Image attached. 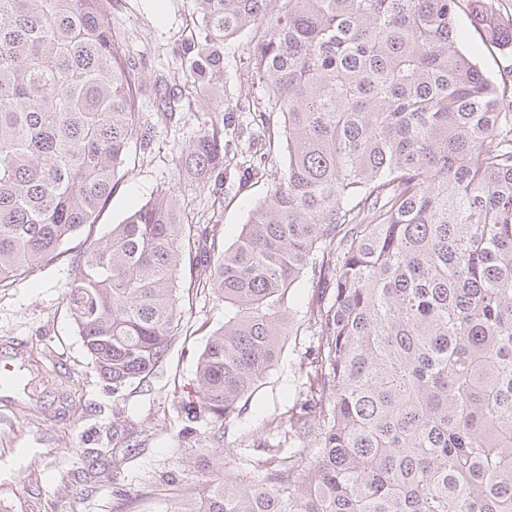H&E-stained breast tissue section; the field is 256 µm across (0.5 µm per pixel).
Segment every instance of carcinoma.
Masks as SVG:
<instances>
[{"instance_id": "cac0c4a2", "label": "carcinoma", "mask_w": 512, "mask_h": 512, "mask_svg": "<svg viewBox=\"0 0 512 512\" xmlns=\"http://www.w3.org/2000/svg\"><path fill=\"white\" fill-rule=\"evenodd\" d=\"M280 4L276 17L270 6ZM196 94L251 48L287 166L224 247L164 193L89 241L65 299L117 394L165 363L180 290L224 303L186 402L231 421L278 362L301 281L317 336L288 440L261 480L224 472L172 512H512V72L459 49V12L512 53L499 0H195ZM145 76L109 0H0V283L57 259L109 203ZM224 113L181 151L224 172Z\"/></svg>"}]
</instances>
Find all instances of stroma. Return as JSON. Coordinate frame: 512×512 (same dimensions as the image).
Masks as SVG:
<instances>
[{
	"mask_svg": "<svg viewBox=\"0 0 512 512\" xmlns=\"http://www.w3.org/2000/svg\"><path fill=\"white\" fill-rule=\"evenodd\" d=\"M111 12L115 35L148 79L137 110L149 142L132 147L92 237L108 236L133 209L170 191L196 221L220 225L232 244L251 206L264 198L268 173L286 162L283 116L267 111L249 54L258 29L225 40L224 76L208 96L177 97L163 113L152 83L185 68L184 50L201 33L193 0H112ZM218 107L235 162L201 185L177 155ZM82 243L72 239L57 260L0 288V365L9 364L17 377L0 385V505L10 512H170L175 499L220 476L199 467L200 449H222L227 469L246 480L258 478L257 462L288 456L283 430L298 390L308 385L301 363L316 343L305 318L311 289H297L292 333L278 363L227 423L184 407L199 354L224 323L223 303L200 294L183 304L188 335L147 382L113 394L64 299Z\"/></svg>",
	"mask_w": 512,
	"mask_h": 512,
	"instance_id": "1",
	"label": "stroma"
}]
</instances>
